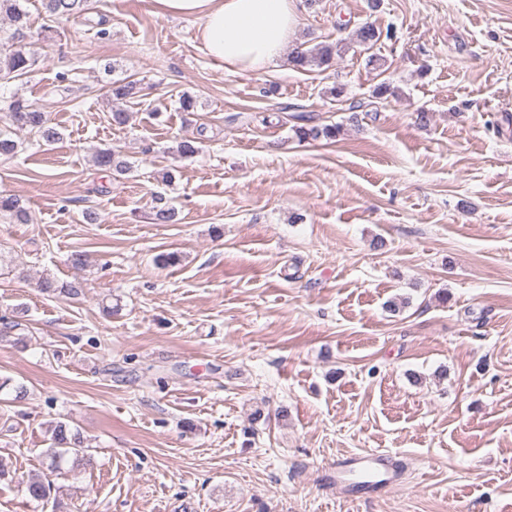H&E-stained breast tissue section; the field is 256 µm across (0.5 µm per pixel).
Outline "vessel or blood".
Segmentation results:
<instances>
[{
  "label": "vessel or blood",
  "mask_w": 512,
  "mask_h": 512,
  "mask_svg": "<svg viewBox=\"0 0 512 512\" xmlns=\"http://www.w3.org/2000/svg\"><path fill=\"white\" fill-rule=\"evenodd\" d=\"M327 478L337 491L345 495L355 492L371 494L392 487L400 480L393 455L383 451L351 454L337 459Z\"/></svg>",
  "instance_id": "1"
}]
</instances>
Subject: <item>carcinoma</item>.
<instances>
[{
    "label": "carcinoma",
    "mask_w": 512,
    "mask_h": 512,
    "mask_svg": "<svg viewBox=\"0 0 512 512\" xmlns=\"http://www.w3.org/2000/svg\"><path fill=\"white\" fill-rule=\"evenodd\" d=\"M28 0H0V16L6 18L10 24V30L5 37H0V82L8 83L25 78L33 71L37 64L35 52L27 46L20 44V38L27 36L32 39L37 37L43 41L52 40L58 34V25L72 19L82 18L93 28H98L97 35L106 36V19L103 14H98V19L88 17L90 14V0H41V7L47 23L41 31L31 32ZM391 37V33H384L369 22H364L356 27L349 38V43L366 50L371 49L382 37ZM345 48L343 43L326 45L319 43L310 49L298 45L290 57V61L297 67H322L331 66L335 56ZM145 96L144 88L135 80H118L111 83L108 89V98L115 104L112 110V124L123 126L129 121V113L121 108V104ZM12 124L18 129L28 130L37 134L44 142L54 143L61 139V132L47 118L46 112L40 107L23 99H14L9 104ZM297 124L294 132L298 140H316L320 137L332 139L340 133V126L325 125L319 127L310 126V117L299 113L294 115ZM95 164L106 170H114L120 174L128 170L126 162L120 160L118 154L110 148L100 149L94 156ZM0 218L9 219L15 223H23L27 218L25 202L15 195L0 194ZM175 209L167 204H159L153 207L150 220L154 224H170L174 221ZM40 287L45 293H63L73 298L82 295L83 286L79 281L69 284H58L50 277L41 280ZM69 425L63 421H57L51 426L50 448L46 450V456L50 460L51 470L56 472L65 465H71V469H77L91 463V455L88 449L71 441ZM27 493L31 499L39 502L53 500L54 507H60V501L56 495V489L52 482L41 478H33L27 484Z\"/></svg>",
    "instance_id": "cac0c4a2"
}]
</instances>
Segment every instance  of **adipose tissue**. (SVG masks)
<instances>
[{"label":"adipose tissue","instance_id":"adipose-tissue-1","mask_svg":"<svg viewBox=\"0 0 512 512\" xmlns=\"http://www.w3.org/2000/svg\"><path fill=\"white\" fill-rule=\"evenodd\" d=\"M158 13L200 19L201 40L217 63L266 71L284 58L298 25L295 0H153Z\"/></svg>","mask_w":512,"mask_h":512}]
</instances>
